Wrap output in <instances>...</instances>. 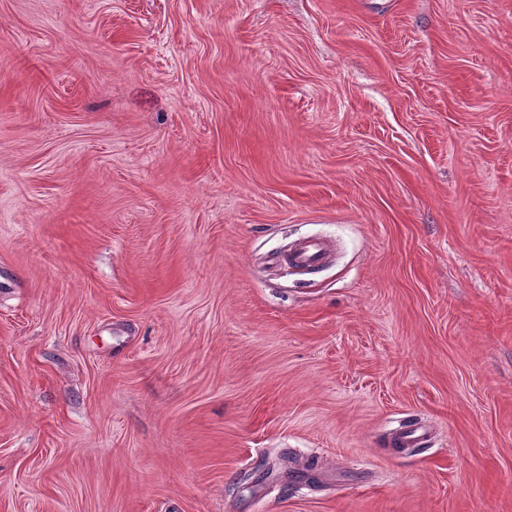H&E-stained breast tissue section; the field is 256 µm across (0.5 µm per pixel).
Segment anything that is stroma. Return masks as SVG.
<instances>
[{
  "instance_id": "35a3bbf8",
  "label": "stroma",
  "mask_w": 512,
  "mask_h": 512,
  "mask_svg": "<svg viewBox=\"0 0 512 512\" xmlns=\"http://www.w3.org/2000/svg\"><path fill=\"white\" fill-rule=\"evenodd\" d=\"M0 512H512V0H0ZM329 254L328 244L320 238H307L298 243L290 256L294 266L316 269L322 266Z\"/></svg>"
}]
</instances>
